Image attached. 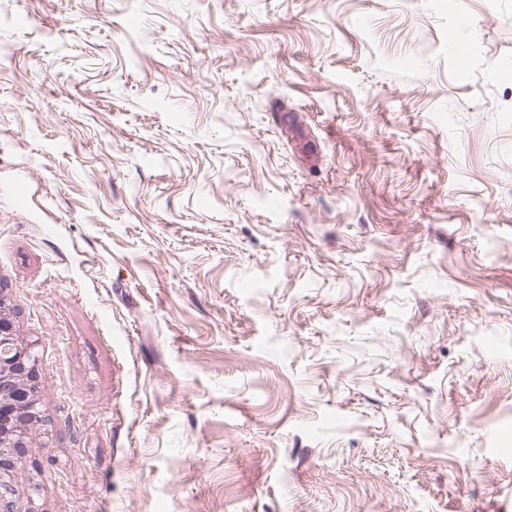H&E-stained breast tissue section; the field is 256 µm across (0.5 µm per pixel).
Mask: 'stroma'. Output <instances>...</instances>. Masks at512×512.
<instances>
[{
	"label": "stroma",
	"mask_w": 512,
	"mask_h": 512,
	"mask_svg": "<svg viewBox=\"0 0 512 512\" xmlns=\"http://www.w3.org/2000/svg\"><path fill=\"white\" fill-rule=\"evenodd\" d=\"M0 312L15 512H512V0H0ZM5 319L0 317V403L14 396L16 389L30 386L38 364L34 342L12 341Z\"/></svg>",
	"instance_id": "obj_1"
}]
</instances>
